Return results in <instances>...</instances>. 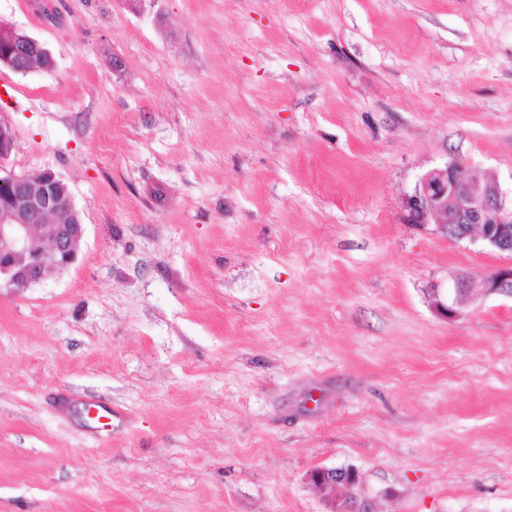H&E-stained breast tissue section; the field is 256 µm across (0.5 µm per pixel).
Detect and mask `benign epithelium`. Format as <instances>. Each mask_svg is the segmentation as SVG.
Listing matches in <instances>:
<instances>
[{
	"instance_id": "obj_1",
	"label": "benign epithelium",
	"mask_w": 512,
	"mask_h": 512,
	"mask_svg": "<svg viewBox=\"0 0 512 512\" xmlns=\"http://www.w3.org/2000/svg\"><path fill=\"white\" fill-rule=\"evenodd\" d=\"M43 53L38 40L21 38L15 27L0 25V57L13 71H34L32 60ZM13 146L11 130L0 125V195H4L0 201V283L24 290L76 261L85 224L76 210L71 224L47 223L61 201L73 203L72 195L58 190L54 173L50 182L36 189L28 176L7 169L5 162ZM405 210L409 222H432L447 239L480 240L498 252L512 254V191L503 189L490 170L465 169L456 162L433 168L418 179L406 198ZM476 287L512 297V265L498 268L479 284L456 283L452 300L435 291L430 305L437 315L455 318L457 305L473 295ZM306 481L321 493L324 512H375L373 498L353 467H317Z\"/></svg>"
}]
</instances>
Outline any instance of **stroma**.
<instances>
[{"label":"stroma","mask_w":512,"mask_h":512,"mask_svg":"<svg viewBox=\"0 0 512 512\" xmlns=\"http://www.w3.org/2000/svg\"><path fill=\"white\" fill-rule=\"evenodd\" d=\"M9 170L73 265L0 288V512H512V264L405 220L447 162L512 186V0H0ZM94 416H87V408ZM18 29L1 23L0 25V57L5 59L13 71L21 74H27L35 70L51 71L46 60L38 58L34 67L31 61L44 53L43 45L34 38H20L17 35ZM2 49V54H1ZM474 288H484L487 293L512 297V265L498 268L479 284L469 281L457 282L456 288H453L456 296L452 301L448 297V292L445 297L443 293L434 291L430 297V305L437 315L447 320L455 318L459 315L456 306L463 297L472 296ZM306 481L321 493L324 512H376L373 498L353 467H317Z\"/></svg>","instance_id":"35a3bbf8"}]
</instances>
